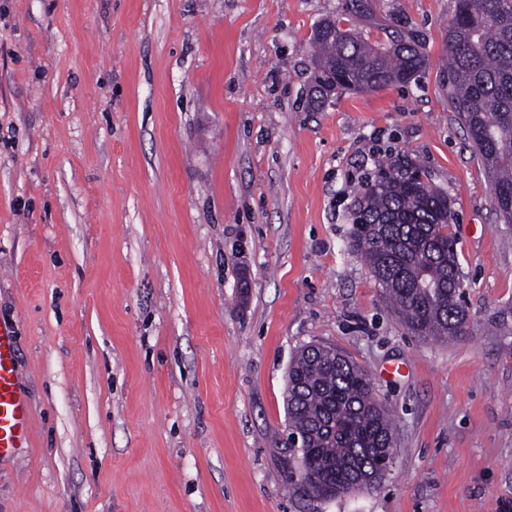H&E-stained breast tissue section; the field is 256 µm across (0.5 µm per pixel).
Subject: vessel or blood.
Returning a JSON list of instances; mask_svg holds the SVG:
<instances>
[{
  "label": "vessel or blood",
  "instance_id": "obj_1",
  "mask_svg": "<svg viewBox=\"0 0 512 512\" xmlns=\"http://www.w3.org/2000/svg\"><path fill=\"white\" fill-rule=\"evenodd\" d=\"M30 410L19 388L16 340L0 327V458L15 455L27 440Z\"/></svg>",
  "mask_w": 512,
  "mask_h": 512
}]
</instances>
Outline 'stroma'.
Wrapping results in <instances>:
<instances>
[{
	"mask_svg": "<svg viewBox=\"0 0 512 512\" xmlns=\"http://www.w3.org/2000/svg\"><path fill=\"white\" fill-rule=\"evenodd\" d=\"M341 0H0V326L31 415L0 512H512V224L448 104L455 0L419 82L310 111ZM454 200L466 335L412 336L347 242L379 161ZM365 369L396 421L375 487L292 492L304 345Z\"/></svg>",
	"mask_w": 512,
	"mask_h": 512,
	"instance_id": "1",
	"label": "stroma"
}]
</instances>
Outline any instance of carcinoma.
<instances>
[{"mask_svg": "<svg viewBox=\"0 0 512 512\" xmlns=\"http://www.w3.org/2000/svg\"><path fill=\"white\" fill-rule=\"evenodd\" d=\"M377 0H345L315 27L308 87L319 109L345 91H379L417 81L429 66L426 34L397 15L371 39ZM448 101L491 180L495 210L512 224V0H455L446 34ZM412 163L386 161L352 210L349 248L363 257L384 299L407 330L425 340L466 333L464 278L452 225L453 201ZM288 426L308 437L288 449L294 492L334 499L349 481L377 471L395 447V425L369 375L341 351L302 347L288 368Z\"/></svg>", "mask_w": 512, "mask_h": 512, "instance_id": "carcinoma-1", "label": "carcinoma"}]
</instances>
